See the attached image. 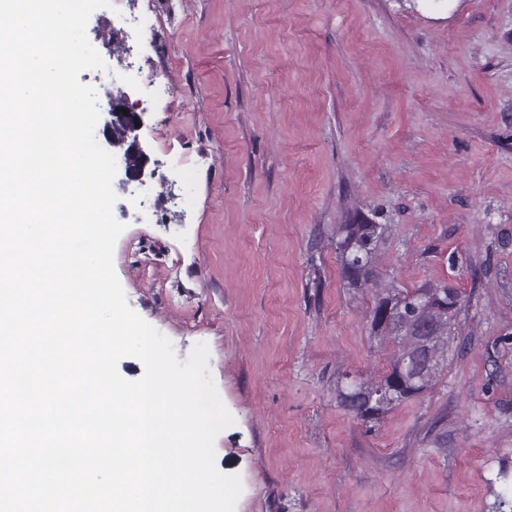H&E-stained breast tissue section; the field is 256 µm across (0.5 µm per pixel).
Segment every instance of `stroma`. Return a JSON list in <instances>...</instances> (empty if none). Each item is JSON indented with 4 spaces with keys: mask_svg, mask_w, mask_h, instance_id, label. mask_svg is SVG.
<instances>
[{
    "mask_svg": "<svg viewBox=\"0 0 512 512\" xmlns=\"http://www.w3.org/2000/svg\"><path fill=\"white\" fill-rule=\"evenodd\" d=\"M127 2L139 31L95 10L79 76L127 94L156 167L117 193L114 270L179 360L207 344L235 512H512V0ZM357 211L392 226L382 269L467 301L434 387L370 430L336 403L389 367L340 282Z\"/></svg>",
    "mask_w": 512,
    "mask_h": 512,
    "instance_id": "35a3bbf8",
    "label": "stroma"
}]
</instances>
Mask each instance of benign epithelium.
Wrapping results in <instances>:
<instances>
[{
    "label": "benign epithelium",
    "mask_w": 512,
    "mask_h": 512,
    "mask_svg": "<svg viewBox=\"0 0 512 512\" xmlns=\"http://www.w3.org/2000/svg\"><path fill=\"white\" fill-rule=\"evenodd\" d=\"M109 109L100 113L95 127V135L103 136L108 146H114V128L122 125L126 129L124 142L129 144V150H115L117 173L115 180L120 189L126 190L131 185H142L146 178L155 176V170L150 168L151 158L145 151L139 137L143 126V113L129 106L127 96H109Z\"/></svg>",
    "instance_id": "7a95c632"
}]
</instances>
